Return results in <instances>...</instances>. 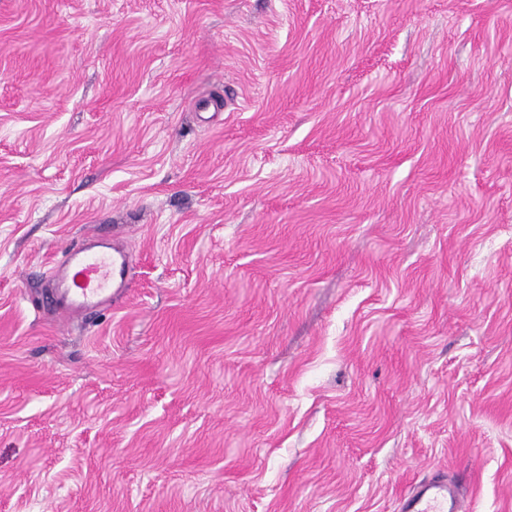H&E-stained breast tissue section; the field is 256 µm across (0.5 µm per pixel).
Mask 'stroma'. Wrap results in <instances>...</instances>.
<instances>
[{"label":"stroma","instance_id":"35a3bbf8","mask_svg":"<svg viewBox=\"0 0 512 512\" xmlns=\"http://www.w3.org/2000/svg\"><path fill=\"white\" fill-rule=\"evenodd\" d=\"M434 478L512 512V0H0V512ZM85 236L53 273L55 302L62 318L84 321L101 307L116 304L132 279L128 246L112 237ZM103 247L104 249H97Z\"/></svg>","mask_w":512,"mask_h":512}]
</instances>
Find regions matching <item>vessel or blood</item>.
Masks as SVG:
<instances>
[{
  "mask_svg": "<svg viewBox=\"0 0 512 512\" xmlns=\"http://www.w3.org/2000/svg\"><path fill=\"white\" fill-rule=\"evenodd\" d=\"M131 253L117 239L83 237L53 273L55 302L64 319H87L117 303L132 279ZM399 512H466L457 491L442 480L417 484L401 497Z\"/></svg>",
  "mask_w": 512,
  "mask_h": 512,
  "instance_id": "obj_1",
  "label": "vessel or blood"
}]
</instances>
